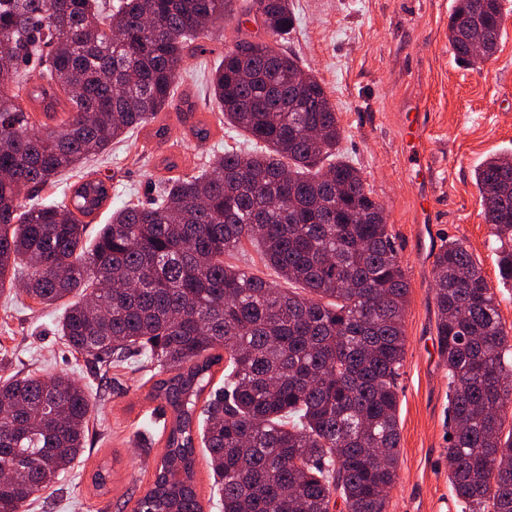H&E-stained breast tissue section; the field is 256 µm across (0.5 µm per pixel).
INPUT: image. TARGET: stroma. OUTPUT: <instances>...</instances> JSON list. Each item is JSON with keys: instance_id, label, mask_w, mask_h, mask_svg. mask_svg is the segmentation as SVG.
<instances>
[{"instance_id": "obj_1", "label": "stroma", "mask_w": 512, "mask_h": 512, "mask_svg": "<svg viewBox=\"0 0 512 512\" xmlns=\"http://www.w3.org/2000/svg\"><path fill=\"white\" fill-rule=\"evenodd\" d=\"M291 2L295 23L281 48L323 83L335 104L343 128L339 150L384 207L409 283L398 479L386 512H463L448 482V368L438 345L433 262L445 241H463L497 293L503 324L512 328V287L499 281L474 179L489 154L512 151V15L495 56L470 66L455 58L448 42L455 0ZM243 5L234 0L232 16L212 28L205 53L186 62L162 125L139 128L108 154L62 173L39 191L38 201L68 199L87 178L105 181L112 195L88 226L93 236L115 209L153 200L167 161L190 174L225 147H246L240 132L219 128L209 94L211 72L225 50L242 35L265 38ZM187 98L211 126L209 143L199 142L179 119L176 104ZM411 106L423 114L428 179L421 184L406 170L400 128ZM62 312L22 294L0 296V377L66 372L92 402L86 447L63 490H42L29 512H133L163 449L158 404L149 397L151 374L135 361L105 373L95 369L90 357L71 351L58 336ZM104 469L109 477L99 490L92 477Z\"/></svg>"}]
</instances>
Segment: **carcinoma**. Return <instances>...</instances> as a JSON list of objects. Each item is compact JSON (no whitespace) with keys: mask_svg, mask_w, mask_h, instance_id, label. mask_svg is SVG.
<instances>
[{"mask_svg":"<svg viewBox=\"0 0 512 512\" xmlns=\"http://www.w3.org/2000/svg\"><path fill=\"white\" fill-rule=\"evenodd\" d=\"M504 0H457L454 55L496 54ZM228 0H0V292L22 279L59 334L107 367L155 366L150 395L170 410L153 482L134 512H202L194 433L223 512H386L399 456L398 379L409 285L384 209L361 171L336 159L342 128L313 74L281 51L289 0H253L266 39L237 40L212 72L226 149L195 175L160 182L155 202L85 219L109 188L88 179L68 202L20 196L157 120L181 66ZM487 36L491 54H471ZM512 286V152L474 173ZM282 283L224 254L243 242ZM437 336L448 366V481L466 512H512V335L463 242L434 258ZM222 349L224 354L215 350ZM227 361L224 386L212 368ZM91 399L67 373L0 382V512H27L84 451Z\"/></svg>","mask_w":512,"mask_h":512,"instance_id":"1","label":"carcinoma"}]
</instances>
